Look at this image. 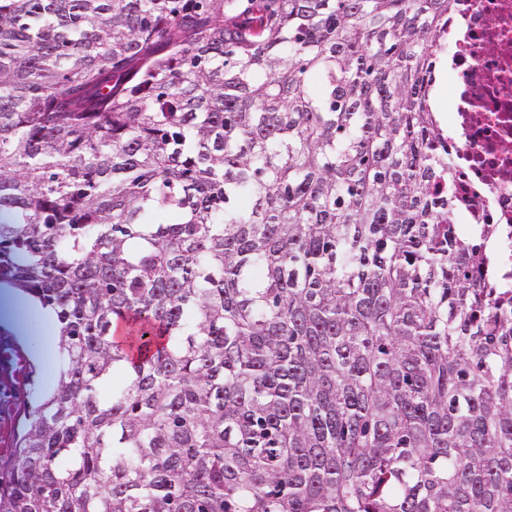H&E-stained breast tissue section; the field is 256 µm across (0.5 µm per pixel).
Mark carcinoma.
Listing matches in <instances>:
<instances>
[{"label": "carcinoma", "instance_id": "1", "mask_svg": "<svg viewBox=\"0 0 512 512\" xmlns=\"http://www.w3.org/2000/svg\"><path fill=\"white\" fill-rule=\"evenodd\" d=\"M451 2L0 0V286L60 323L0 512H512Z\"/></svg>", "mask_w": 512, "mask_h": 512}]
</instances>
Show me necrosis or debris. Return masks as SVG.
I'll use <instances>...</instances> for the list:
<instances>
[{
    "mask_svg": "<svg viewBox=\"0 0 512 512\" xmlns=\"http://www.w3.org/2000/svg\"><path fill=\"white\" fill-rule=\"evenodd\" d=\"M442 51L448 68L451 214L460 235L491 225L490 244L512 293V0H456Z\"/></svg>",
    "mask_w": 512,
    "mask_h": 512,
    "instance_id": "obj_1",
    "label": "necrosis or debris"
}]
</instances>
